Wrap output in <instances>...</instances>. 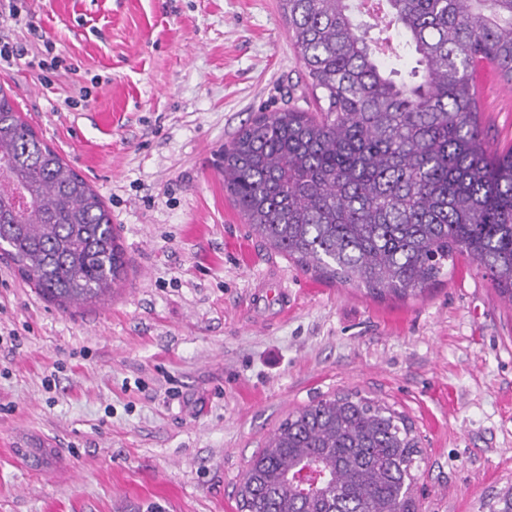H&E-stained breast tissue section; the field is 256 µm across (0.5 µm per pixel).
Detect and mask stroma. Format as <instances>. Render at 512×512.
Returning a JSON list of instances; mask_svg holds the SVG:
<instances>
[{
  "mask_svg": "<svg viewBox=\"0 0 512 512\" xmlns=\"http://www.w3.org/2000/svg\"><path fill=\"white\" fill-rule=\"evenodd\" d=\"M16 5L0 41L26 55L0 86L102 196L130 268L62 311L0 255V512H237L278 424L356 390L411 422L420 512H480L512 480V306L489 276L462 257L424 296L375 301L303 272L224 188L241 128L317 107L278 0ZM472 79L487 141L512 146V85Z\"/></svg>",
  "mask_w": 512,
  "mask_h": 512,
  "instance_id": "35a3bbf8",
  "label": "stroma"
}]
</instances>
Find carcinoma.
Listing matches in <instances>:
<instances>
[{
	"instance_id": "carcinoma-1",
	"label": "carcinoma",
	"mask_w": 512,
	"mask_h": 512,
	"mask_svg": "<svg viewBox=\"0 0 512 512\" xmlns=\"http://www.w3.org/2000/svg\"><path fill=\"white\" fill-rule=\"evenodd\" d=\"M316 113L257 117L224 150V188L255 233L302 271L376 300L418 297L461 256L512 306V148L483 141L472 72L512 83V0H279ZM378 29V36L370 30ZM388 58L416 56L402 72ZM0 246L67 309L114 292L128 259L99 194L0 86ZM408 418L359 391L291 413L250 461L239 512H418ZM512 512V483L484 501Z\"/></svg>"
}]
</instances>
